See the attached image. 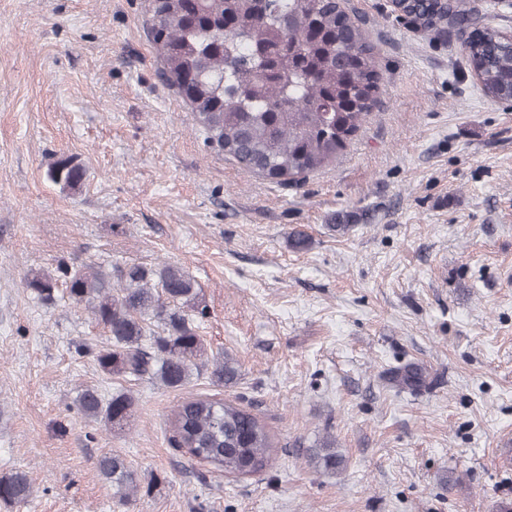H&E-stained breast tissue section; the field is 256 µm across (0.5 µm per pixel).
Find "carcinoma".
<instances>
[{
    "mask_svg": "<svg viewBox=\"0 0 512 512\" xmlns=\"http://www.w3.org/2000/svg\"><path fill=\"white\" fill-rule=\"evenodd\" d=\"M149 33L164 82L190 106L206 140L241 167L283 185L334 162L359 131L379 89L374 47L340 0H150ZM408 17L429 32L452 22L469 28L465 0H411ZM291 19L283 30L284 19ZM468 61L489 96L512 101V42L500 31L474 29L465 42ZM45 179L70 189L85 171L71 156L55 159ZM64 286L68 301L94 316L111 345L97 352L100 370L146 377L170 389L186 386L211 365L218 386L234 383L238 363L207 359L198 333L206 318L192 276L169 263L125 266L112 282L103 266L58 264L25 288L46 306ZM133 396L116 390L103 399L94 389L77 399L87 418L113 429L129 424ZM172 443L183 454L226 474H259L273 441L265 425L239 404L212 397L185 400L174 412ZM311 461L341 467L335 440L316 444ZM99 474L119 507L134 502L141 483L118 454L101 457ZM33 488L15 470L0 475V504L19 508Z\"/></svg>",
    "mask_w": 512,
    "mask_h": 512,
    "instance_id": "1",
    "label": "carcinoma"
}]
</instances>
